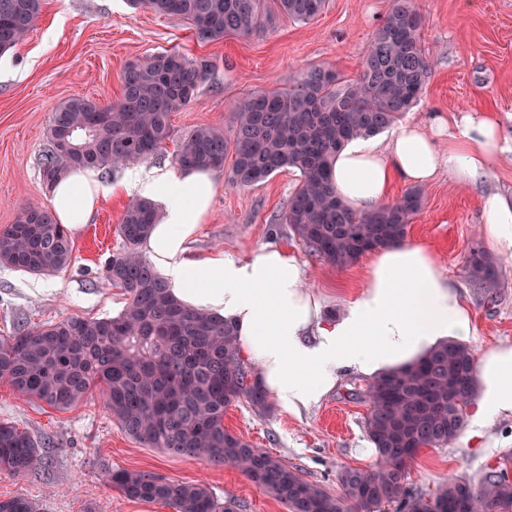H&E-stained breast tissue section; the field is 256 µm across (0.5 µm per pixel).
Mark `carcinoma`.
<instances>
[{
  "label": "carcinoma",
  "instance_id": "carcinoma-1",
  "mask_svg": "<svg viewBox=\"0 0 512 512\" xmlns=\"http://www.w3.org/2000/svg\"><path fill=\"white\" fill-rule=\"evenodd\" d=\"M279 13L309 23L326 0H273ZM135 8L190 23L202 41L249 38L270 22L264 0H130ZM42 0H0V53L33 29ZM423 16L416 0H392L376 28L359 74L339 77L327 66L300 70L288 87L252 93L236 105L233 144L218 129L200 125L175 153L182 169L221 173L233 155L228 183L252 186L283 169L301 182L282 215L314 255L345 267L377 248L406 240L424 202L419 188L371 210H357L336 195L330 159L357 136L388 128L417 103L432 74L421 42ZM212 70L206 59L178 51L127 64L120 98L102 103L72 97L54 108L41 161L50 189L75 169L117 171L155 157L171 137L172 113L189 106ZM156 212L133 198L117 226L122 248L106 260L104 275L128 296L115 316L66 317L22 324L0 338V379L30 400L66 410L95 387L106 411L134 440L175 456L195 457L239 469L289 512H512V452L478 477H451L429 497L406 485L407 464L423 448H444L464 429L476 394L475 352L447 340L416 363L366 384L364 425L376 448L373 470L344 468L340 492L331 495L300 478L281 460L224 426L225 410L244 400L260 415L269 409L258 372L240 355L234 325L194 309L174 292L143 255L141 246ZM67 230L39 203L26 205L14 224L0 228V265L31 274L69 267ZM468 277L495 280L486 253L469 249ZM43 464L27 431L0 421V470L26 475ZM109 484L131 499L160 501L175 512H235V502L215 498L201 483L163 479L144 471H109ZM0 512H37L20 497L0 500Z\"/></svg>",
  "mask_w": 512,
  "mask_h": 512
}]
</instances>
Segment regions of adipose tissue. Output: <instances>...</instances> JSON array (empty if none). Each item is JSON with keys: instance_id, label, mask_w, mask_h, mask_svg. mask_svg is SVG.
I'll return each instance as SVG.
<instances>
[{"instance_id": "1", "label": "adipose tissue", "mask_w": 512, "mask_h": 512, "mask_svg": "<svg viewBox=\"0 0 512 512\" xmlns=\"http://www.w3.org/2000/svg\"><path fill=\"white\" fill-rule=\"evenodd\" d=\"M511 156L512 136L498 113H437L425 125H399L383 145L363 138L348 142L332 159L331 178L339 198L368 210L386 200L392 182L426 186L445 170L458 185L477 187ZM132 180L159 211L145 243L147 255L188 305L232 319L267 396L285 412L317 404L342 373L374 377L412 364L444 339L472 334L462 298L427 245L376 250L361 295L329 319L290 251L263 247L243 261L188 259V246L214 195L212 172H136ZM111 191L94 171L80 170L56 184L50 208L58 223L75 231ZM480 207L485 239L511 260L512 194L483 193ZM475 374L482 394L471 420L473 438L481 436L486 416L512 418V346L486 348Z\"/></svg>"}]
</instances>
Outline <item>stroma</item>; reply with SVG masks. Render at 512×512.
Listing matches in <instances>:
<instances>
[{
    "mask_svg": "<svg viewBox=\"0 0 512 512\" xmlns=\"http://www.w3.org/2000/svg\"><path fill=\"white\" fill-rule=\"evenodd\" d=\"M417 3L424 17L422 44L434 65L417 105L402 114V121L483 107L512 113V0ZM390 7L391 0H327L312 22L279 15L252 37L202 42L187 22L132 8L127 0H43L27 38L0 54V228L14 223L26 204L49 202L40 158L54 107L75 96L119 98L128 62L176 50L215 65L191 105L172 114V135L162 155L142 163L145 170L164 173L175 170L177 144L197 126L218 128L233 140L234 106L252 92L287 87L306 66L330 65L344 78H356L375 27ZM214 179L212 204L189 244V258L221 254L242 261L263 246L293 250L324 313L341 315L362 291L370 259L333 266L311 256L282 224L299 172L286 169L244 188L227 186L221 173ZM101 180L115 190L72 233L70 267L41 275L0 267V336L12 335L24 323L114 316L125 306L126 294L105 278L103 263L122 245L116 226L138 192L123 169ZM423 192L407 239L430 246L439 271L458 288L471 314L468 345L478 352L512 345V260L496 259L498 288L490 301L463 268L469 248L487 245L480 189L457 185L443 171ZM365 383L364 376L343 374L333 391L297 415L274 408L261 416L241 401L227 408L224 424L333 495L340 491L342 468L372 470L378 462L364 429ZM0 420L28 431L46 452L44 467L26 475L0 471V499H29L38 512H173L159 502L124 497L105 483L108 470L201 481L218 498L234 499L236 512H288L235 468L174 457L135 441L106 411L97 389L62 411L25 399L0 380ZM510 450L512 419L494 418L479 440L461 436L449 447L420 450L408 465V485L430 495L449 474L479 475Z\"/></svg>",
    "mask_w": 512,
    "mask_h": 512,
    "instance_id": "obj_1",
    "label": "stroma"
}]
</instances>
